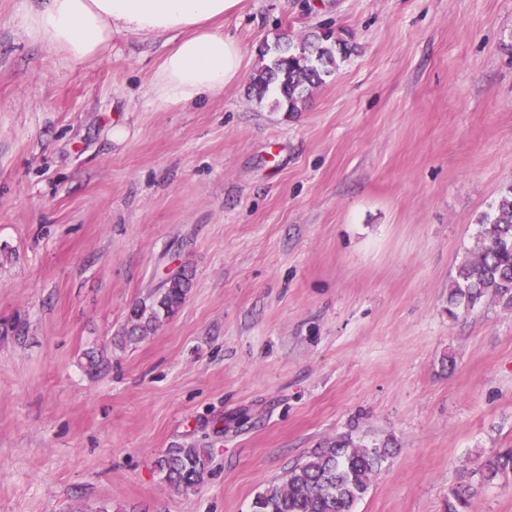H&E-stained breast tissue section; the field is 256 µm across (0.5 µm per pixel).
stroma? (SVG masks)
I'll use <instances>...</instances> for the list:
<instances>
[{
	"label": "stroma",
	"mask_w": 512,
	"mask_h": 512,
	"mask_svg": "<svg viewBox=\"0 0 512 512\" xmlns=\"http://www.w3.org/2000/svg\"><path fill=\"white\" fill-rule=\"evenodd\" d=\"M0 0V512H251L324 441L387 445L356 512H446L512 447V308L449 310L512 188V0H241L238 79L159 109L172 43L35 42ZM329 24L354 49L288 112L264 45ZM177 314L128 341L171 271ZM192 443L183 491L157 461ZM210 462V448L193 446L171 448L158 461L163 479L169 485L185 490L203 482ZM473 496L471 483L452 488L448 492L446 512H470V500Z\"/></svg>",
	"instance_id": "35a3bbf8"
}]
</instances>
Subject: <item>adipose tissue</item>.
Segmentation results:
<instances>
[{"label": "adipose tissue", "instance_id": "ef3b65f1", "mask_svg": "<svg viewBox=\"0 0 512 512\" xmlns=\"http://www.w3.org/2000/svg\"><path fill=\"white\" fill-rule=\"evenodd\" d=\"M240 0H38L28 14L30 36L62 50L74 63L95 60L113 33L179 39L150 80L157 108L188 106L215 95L239 76L238 43L220 24Z\"/></svg>", "mask_w": 512, "mask_h": 512}]
</instances>
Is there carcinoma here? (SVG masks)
Instances as JSON below:
<instances>
[{
  "label": "carcinoma",
  "instance_id": "carcinoma-1",
  "mask_svg": "<svg viewBox=\"0 0 512 512\" xmlns=\"http://www.w3.org/2000/svg\"><path fill=\"white\" fill-rule=\"evenodd\" d=\"M349 51L345 33L330 27L297 44L278 42L269 61L254 73L253 86L261 95L276 90L278 104L297 112ZM189 288L186 270L170 273L156 296L133 309L127 338L138 341L153 334L178 312ZM487 300L512 307V187L481 219L476 247L458 265L448 292V304L468 312ZM389 455V448H369L349 435L328 440L293 465L281 481L268 484L256 496L252 512H355ZM210 462L208 448H171L159 460V469L169 485L188 490L203 482ZM509 472L512 448H500L479 471L478 481L490 484ZM473 496L470 483L451 489L446 512H470Z\"/></svg>",
  "mask_w": 512,
  "mask_h": 512
}]
</instances>
